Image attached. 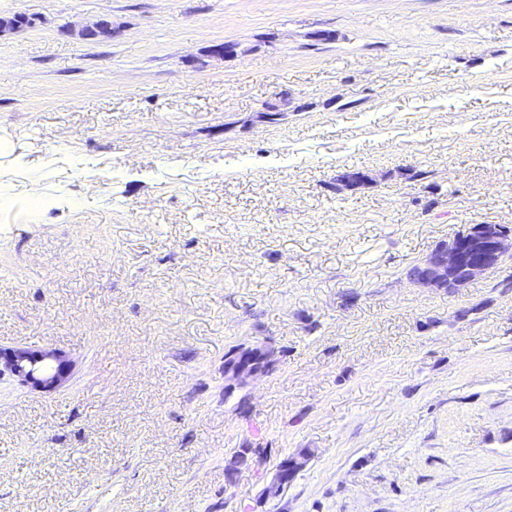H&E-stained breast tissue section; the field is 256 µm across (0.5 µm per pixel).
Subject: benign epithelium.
<instances>
[{
	"instance_id": "7a95c632",
	"label": "benign epithelium",
	"mask_w": 512,
	"mask_h": 512,
	"mask_svg": "<svg viewBox=\"0 0 512 512\" xmlns=\"http://www.w3.org/2000/svg\"><path fill=\"white\" fill-rule=\"evenodd\" d=\"M113 36L112 26L100 19L83 28L79 35L84 40L99 35ZM288 95L274 102L265 103L258 118L264 122L281 120L288 112ZM369 176L360 172L344 171L337 175L339 189L353 190L356 184L368 181ZM509 234L499 224H475L467 231L456 234L446 243L437 246L423 261L417 264L420 274L415 282L429 288H446L453 292L475 276L500 266L505 258L512 257ZM238 360L224 367V376L229 381L228 390L243 389L249 380L257 376L274 373L279 366L275 350L265 344H255L239 349ZM69 360L55 350H31L27 348H0V375L7 372L23 384L43 392H52L62 387L69 378ZM263 449L249 448L248 458L234 470L225 473L224 486H232L238 476L250 469ZM311 452L302 450L287 455L277 463L272 479L265 485L261 497L269 501L279 497L291 480L309 462Z\"/></svg>"
}]
</instances>
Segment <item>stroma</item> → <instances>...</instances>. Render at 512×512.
Returning a JSON list of instances; mask_svg holds the SVG:
<instances>
[{
  "mask_svg": "<svg viewBox=\"0 0 512 512\" xmlns=\"http://www.w3.org/2000/svg\"><path fill=\"white\" fill-rule=\"evenodd\" d=\"M15 13L37 24L0 36V347L72 370L0 377V512H512V259L452 295L407 276L512 231V0ZM104 17L112 39L75 35ZM284 94L302 111L255 121ZM258 342L280 367L244 419L224 356ZM248 442L266 456L225 487ZM70 361L56 350L0 348V375L7 371L23 384L43 392L62 387L69 378ZM311 452L306 449L293 455H287L277 463L272 479L262 490V500L269 501L279 497L291 480L306 466L311 459Z\"/></svg>",
  "mask_w": 512,
  "mask_h": 512,
  "instance_id": "stroma-1",
  "label": "stroma"
}]
</instances>
